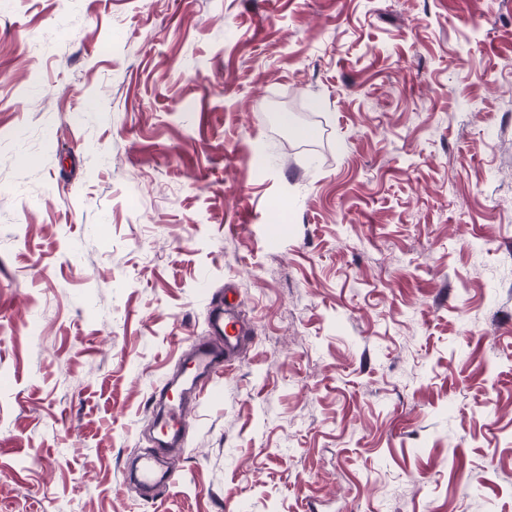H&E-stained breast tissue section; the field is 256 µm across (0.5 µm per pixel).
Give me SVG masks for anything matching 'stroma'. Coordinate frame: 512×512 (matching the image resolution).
<instances>
[{"label": "stroma", "instance_id": "1", "mask_svg": "<svg viewBox=\"0 0 512 512\" xmlns=\"http://www.w3.org/2000/svg\"><path fill=\"white\" fill-rule=\"evenodd\" d=\"M0 512H512V0H0ZM231 288L224 290V317L217 315L210 322L209 338L199 340L193 346L185 361L190 365L191 371L182 379L173 378L167 382L166 392L160 391L158 402L162 404V428L165 439L158 442L157 451L141 457L137 477L142 486L153 490L171 486L177 480V472L172 463L167 460L165 449L180 444L181 432L184 426L186 404L181 400L165 402L170 390H179L180 393H196L197 384L206 379L209 383L216 370L224 363L235 357L243 342V328L235 313L233 303L228 300Z\"/></svg>", "mask_w": 512, "mask_h": 512}]
</instances>
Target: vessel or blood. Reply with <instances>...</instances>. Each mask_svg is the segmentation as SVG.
I'll return each mask as SVG.
<instances>
[{
	"instance_id": "1",
	"label": "vessel or blood",
	"mask_w": 512,
	"mask_h": 512,
	"mask_svg": "<svg viewBox=\"0 0 512 512\" xmlns=\"http://www.w3.org/2000/svg\"><path fill=\"white\" fill-rule=\"evenodd\" d=\"M242 332L233 304L225 303L223 315L210 322L209 338L196 342L187 356L189 373L185 377L168 381L167 389H175L184 394L195 392L200 381L212 379L224 361L235 357L243 342ZM185 413L184 403H163L164 438L160 440L157 451L141 457L137 470L138 480L146 489L166 487L176 482L177 472L167 460L165 450L180 444Z\"/></svg>"
}]
</instances>
